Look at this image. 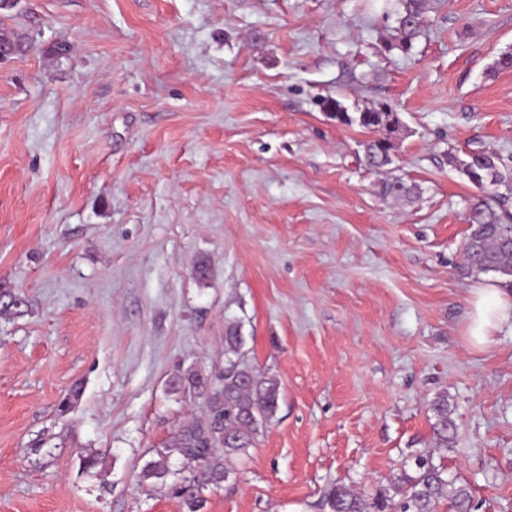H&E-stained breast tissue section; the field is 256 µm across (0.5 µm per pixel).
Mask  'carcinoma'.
I'll use <instances>...</instances> for the list:
<instances>
[{
    "instance_id": "carcinoma-1",
    "label": "carcinoma",
    "mask_w": 512,
    "mask_h": 512,
    "mask_svg": "<svg viewBox=\"0 0 512 512\" xmlns=\"http://www.w3.org/2000/svg\"><path fill=\"white\" fill-rule=\"evenodd\" d=\"M428 0H402L396 11L397 26L393 29L389 48L409 51L421 35ZM14 48V54L27 51L24 34L13 30L0 32V45ZM323 111L336 121L379 133V137L363 143L364 158L373 169L392 163L390 138L401 127L398 113L386 105L367 104L352 116L342 103L328 97L322 100ZM448 162L482 191L469 205L466 220L470 234L465 254L471 270L495 272L512 278V167L495 153L473 151L460 158L448 154ZM382 192L397 200L410 201L418 196V187L400 178L382 184ZM245 344L239 326L229 325L224 336V370L216 378L194 371L184 377L188 387L203 398L207 419L182 426L172 445L187 463L194 465L176 494L182 498L187 512H200V490L222 482L229 474L224 461L252 447L260 427L274 416L280 394L279 382L256 373L245 361ZM435 418V447L448 448L456 433V423L448 410V398L436 397L431 403ZM415 469L402 470L396 490L403 500L399 512H438L446 503L452 512H471L472 495L465 485H458L445 476V467L434 462L432 454L414 459ZM168 473V455L163 454L146 466L148 478H163ZM328 512H387L388 498L381 491L373 497L355 492L344 484L334 486L324 499Z\"/></svg>"
}]
</instances>
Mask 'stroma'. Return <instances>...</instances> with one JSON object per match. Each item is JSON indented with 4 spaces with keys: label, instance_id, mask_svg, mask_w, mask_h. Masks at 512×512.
<instances>
[{
    "label": "stroma",
    "instance_id": "obj_1",
    "mask_svg": "<svg viewBox=\"0 0 512 512\" xmlns=\"http://www.w3.org/2000/svg\"><path fill=\"white\" fill-rule=\"evenodd\" d=\"M385 3L0 0L31 44L0 63V283L28 305L0 315V512H187L190 464L143 470L204 417L178 379L223 368L232 321L281 393L201 512L392 492L440 395L436 462L473 512H512V338L467 341L480 191L448 162H512V0H431L406 53ZM328 96L398 112L389 171ZM390 174L419 200L384 195ZM431 410L435 418L433 423L434 448H448L453 442L456 433V423L448 410V398L437 396L431 403Z\"/></svg>",
    "mask_w": 512,
    "mask_h": 512
}]
</instances>
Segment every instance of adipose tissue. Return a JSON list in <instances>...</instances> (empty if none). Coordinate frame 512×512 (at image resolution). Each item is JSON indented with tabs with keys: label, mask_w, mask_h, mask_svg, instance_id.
Listing matches in <instances>:
<instances>
[{
	"label": "adipose tissue",
	"mask_w": 512,
	"mask_h": 512,
	"mask_svg": "<svg viewBox=\"0 0 512 512\" xmlns=\"http://www.w3.org/2000/svg\"><path fill=\"white\" fill-rule=\"evenodd\" d=\"M501 336H512V294H506L497 282L486 280L471 290L468 341L485 349Z\"/></svg>",
	"instance_id": "1"
}]
</instances>
